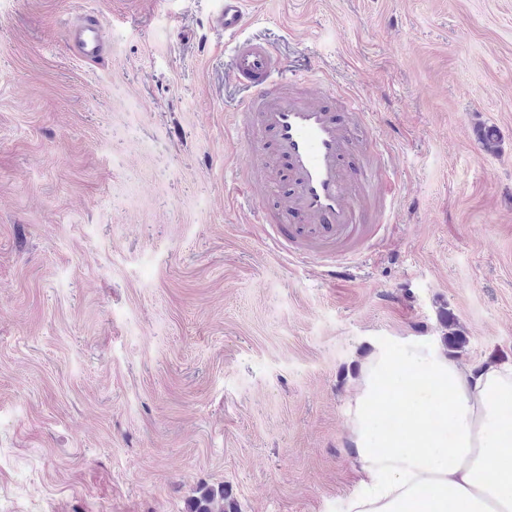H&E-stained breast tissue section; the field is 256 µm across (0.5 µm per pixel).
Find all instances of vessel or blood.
Here are the masks:
<instances>
[{
    "instance_id": "1",
    "label": "vessel or blood",
    "mask_w": 512,
    "mask_h": 512,
    "mask_svg": "<svg viewBox=\"0 0 512 512\" xmlns=\"http://www.w3.org/2000/svg\"><path fill=\"white\" fill-rule=\"evenodd\" d=\"M246 14V0H224L217 19L232 42L230 75L249 91L224 127L226 136L251 153L237 180L256 202L269 185L285 179L276 209L262 215L264 231L288 260L316 262L332 277L380 241L393 196L389 151L370 135L355 141L354 131L372 127L361 97L317 99L314 79L286 74L266 43L241 37ZM102 28L99 16L86 15L73 33V54L100 58ZM267 140L273 144L269 157L261 152Z\"/></svg>"
}]
</instances>
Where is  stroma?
<instances>
[{"label":"stroma","mask_w":512,"mask_h":512,"mask_svg":"<svg viewBox=\"0 0 512 512\" xmlns=\"http://www.w3.org/2000/svg\"><path fill=\"white\" fill-rule=\"evenodd\" d=\"M219 7L0 0V512L207 486L342 512L375 345L512 363V0H249L242 36L360 95L390 149L386 240L334 280L264 240L272 199L224 190L249 157ZM88 13L96 62L68 44Z\"/></svg>","instance_id":"35a3bbf8"}]
</instances>
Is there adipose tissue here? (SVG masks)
I'll list each match as a JSON object with an SVG mask.
<instances>
[{
  "label": "adipose tissue",
  "instance_id": "ef3b65f1",
  "mask_svg": "<svg viewBox=\"0 0 512 512\" xmlns=\"http://www.w3.org/2000/svg\"><path fill=\"white\" fill-rule=\"evenodd\" d=\"M348 428L357 480L343 512H512V364L384 343L362 366Z\"/></svg>",
  "mask_w": 512,
  "mask_h": 512
}]
</instances>
